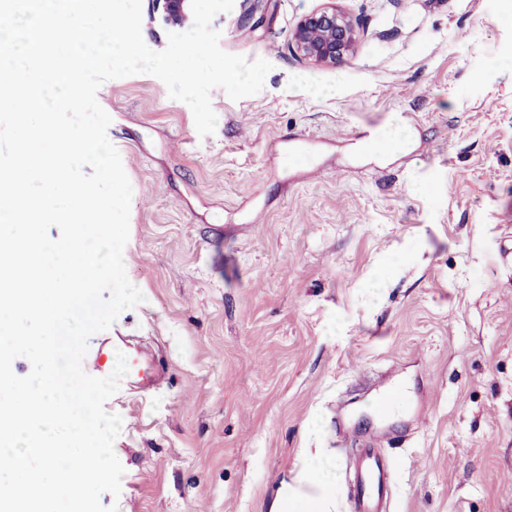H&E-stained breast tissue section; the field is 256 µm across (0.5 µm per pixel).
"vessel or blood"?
Returning <instances> with one entry per match:
<instances>
[{"label":"vessel or blood","instance_id":"obj_1","mask_svg":"<svg viewBox=\"0 0 512 512\" xmlns=\"http://www.w3.org/2000/svg\"><path fill=\"white\" fill-rule=\"evenodd\" d=\"M377 411L388 416L407 405L404 392L391 383L382 384L375 395ZM399 459L381 448V438L370 433L358 449L348 480L337 492L348 503L350 512H389L392 476Z\"/></svg>","mask_w":512,"mask_h":512}]
</instances>
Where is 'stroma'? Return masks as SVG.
<instances>
[{
    "mask_svg": "<svg viewBox=\"0 0 512 512\" xmlns=\"http://www.w3.org/2000/svg\"><path fill=\"white\" fill-rule=\"evenodd\" d=\"M330 6L359 41L313 66L293 33ZM244 8L214 18L220 46L271 69L212 90V135L153 75L97 92L144 300L88 348L123 337L165 374L105 404L125 473L102 504L349 512L338 433L376 429L403 459L393 512H512V0H278L255 29ZM395 117L407 150L361 146ZM388 375L413 411L369 418Z\"/></svg>",
    "mask_w": 512,
    "mask_h": 512,
    "instance_id": "35a3bbf8",
    "label": "stroma"
}]
</instances>
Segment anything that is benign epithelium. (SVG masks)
Returning <instances> with one entry per match:
<instances>
[{"label":"benign epithelium","mask_w":512,"mask_h":512,"mask_svg":"<svg viewBox=\"0 0 512 512\" xmlns=\"http://www.w3.org/2000/svg\"><path fill=\"white\" fill-rule=\"evenodd\" d=\"M164 21L183 26L193 17L190 0H155ZM294 43L300 56L316 66H334L349 55L357 41L352 20L334 8H325L304 16L297 24Z\"/></svg>","instance_id":"benign-epithelium-1"}]
</instances>
